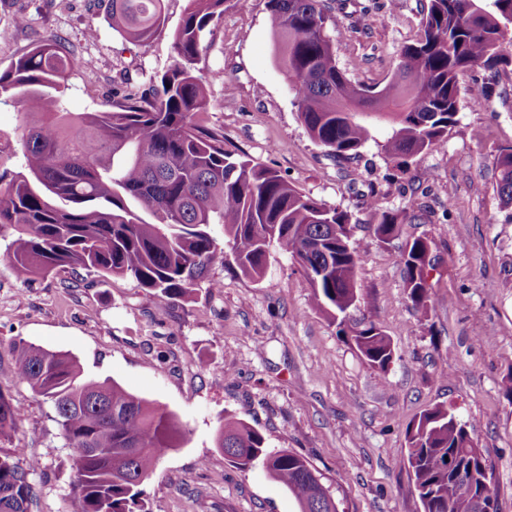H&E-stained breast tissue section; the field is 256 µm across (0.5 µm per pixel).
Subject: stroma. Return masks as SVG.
Wrapping results in <instances>:
<instances>
[{"label": "stroma", "instance_id": "1", "mask_svg": "<svg viewBox=\"0 0 512 512\" xmlns=\"http://www.w3.org/2000/svg\"><path fill=\"white\" fill-rule=\"evenodd\" d=\"M425 0H346L336 13L334 49L357 85L379 88L420 28ZM107 0H0V71L49 38L81 62L67 107L94 112L133 93L171 62L172 35L186 0H164L165 23L133 44L97 22ZM27 19L16 26L17 15ZM267 0H225L197 63L212 76L203 123L227 150L276 170L302 193L351 215L362 261L359 321L379 323L395 356L373 368L350 335L314 307L310 283L280 250L261 280L233 259L214 263L190 299L159 303L135 280L63 269L19 279L0 237V393L21 405L15 438L0 455L26 449L39 460L30 477L33 512H67L73 479L49 403L15 379L12 345L23 339L69 353L93 378L176 415L186 430L144 483L150 512H299L262 467L229 464L215 445L225 419L247 422L268 449L303 456L339 512H423L403 464L406 429L442 406L474 427L494 471L499 512H512V205L496 187L498 155L512 149V65L474 67L459 79V106L442 147L397 170L380 144L390 126L349 160L315 143L298 118ZM482 86L485 106L470 89ZM16 105H0V174L22 170ZM403 212L397 237L373 234L382 212ZM432 242L434 305L411 310L402 254Z\"/></svg>", "mask_w": 512, "mask_h": 512}]
</instances>
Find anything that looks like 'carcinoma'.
Wrapping results in <instances>:
<instances>
[{"instance_id": "carcinoma-1", "label": "carcinoma", "mask_w": 512, "mask_h": 512, "mask_svg": "<svg viewBox=\"0 0 512 512\" xmlns=\"http://www.w3.org/2000/svg\"><path fill=\"white\" fill-rule=\"evenodd\" d=\"M164 0H110L105 22L131 42H145L165 22ZM225 0H187L172 43L170 66L151 84L97 112H71L68 78L79 60L48 39L0 74V104L19 106L23 171L0 174V236L12 237L7 258L30 281L57 269H94L136 280L162 299L187 298L224 249L209 226L224 225L233 259L261 277L270 250L289 253L310 282L313 305L339 324L358 308L360 262L350 216L300 192L277 171L224 149V136L199 118L211 106L209 80L196 74L206 29ZM333 0H268L278 62L311 139L350 159L390 120L382 145L403 170L410 156L439 147L455 121L459 77L477 64L507 63L512 0H427L416 37L405 44L391 79L379 90L354 84L336 61ZM497 192L512 205V150L496 162ZM403 222L383 212L374 224L385 243ZM431 242L404 252V283L413 310L433 307L428 281ZM352 340L382 371L394 348L382 327L355 325ZM15 377L55 412L74 472L68 512H149L143 483L179 446L174 415L85 375L69 354L20 340ZM23 414L0 392V440L18 434ZM403 462L423 512H498V496L482 482L490 468L466 423L433 407L407 429ZM224 460L247 468L260 460L296 499L300 512H338L320 476L302 456L266 448L244 422L226 420L216 435ZM35 459L21 449L0 457V512H30Z\"/></svg>"}]
</instances>
